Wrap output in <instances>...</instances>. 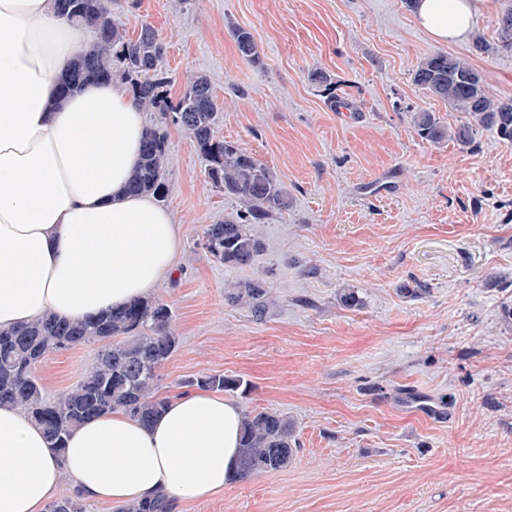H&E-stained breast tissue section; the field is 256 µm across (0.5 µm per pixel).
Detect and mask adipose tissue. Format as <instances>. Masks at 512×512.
I'll return each instance as SVG.
<instances>
[{"label": "adipose tissue", "instance_id": "1", "mask_svg": "<svg viewBox=\"0 0 512 512\" xmlns=\"http://www.w3.org/2000/svg\"><path fill=\"white\" fill-rule=\"evenodd\" d=\"M494 0H417L439 43L465 39ZM92 41L54 0H0V329L46 313L80 320L149 295L173 275V213L127 190L145 117L119 81L61 85ZM244 413L211 391L170 398L149 425L98 415L58 455L20 409L0 406V512H45L63 472L87 496L127 504L165 491L180 506L222 491Z\"/></svg>", "mask_w": 512, "mask_h": 512}]
</instances>
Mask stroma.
Returning <instances> with one entry per match:
<instances>
[{"label": "stroma", "mask_w": 512, "mask_h": 512, "mask_svg": "<svg viewBox=\"0 0 512 512\" xmlns=\"http://www.w3.org/2000/svg\"><path fill=\"white\" fill-rule=\"evenodd\" d=\"M127 35L151 24L181 95L206 76L217 132L283 181L290 206L251 225V265L205 257V225L235 204L170 128L165 205L180 226L175 276L152 291L180 346L162 395L183 380L247 381L243 411L287 415L288 467L234 480L186 512H512V144L421 139L411 113L448 126L461 112L412 82L439 50L470 58L512 100V53L439 45L405 0H112ZM249 29L260 60L237 52ZM330 74L336 101L311 81ZM268 290L263 319L227 304L235 283ZM358 303L346 306L344 292ZM95 346L50 354L47 395L74 385Z\"/></svg>", "instance_id": "1"}]
</instances>
